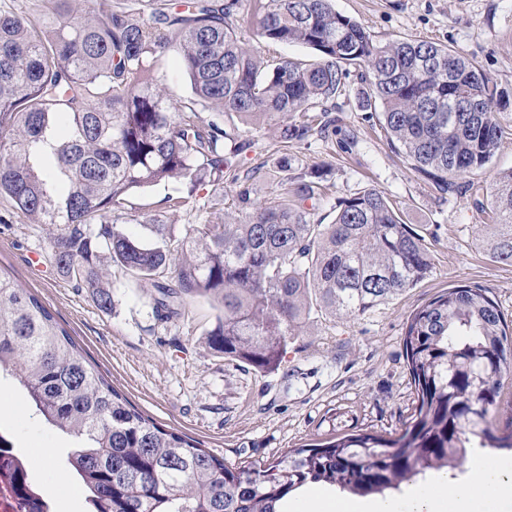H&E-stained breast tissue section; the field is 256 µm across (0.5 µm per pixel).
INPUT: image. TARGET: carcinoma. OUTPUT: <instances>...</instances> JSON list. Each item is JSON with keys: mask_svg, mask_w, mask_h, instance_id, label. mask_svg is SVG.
<instances>
[{"mask_svg": "<svg viewBox=\"0 0 512 512\" xmlns=\"http://www.w3.org/2000/svg\"><path fill=\"white\" fill-rule=\"evenodd\" d=\"M258 35L317 57L257 61L235 24L239 0H46L40 22L0 11V198L34 224H58L51 258L65 277L112 307V275L150 281L167 320L185 299L219 305L206 332L217 354L277 369L310 315L360 318L432 271L424 239L383 192L345 199L330 224L310 212L329 200L314 172L283 157L281 193L255 202L244 186L237 221L197 224L174 254L165 227L142 241L110 222L136 189L192 188L235 171L255 147L207 120L276 121L282 143L335 133L326 103L359 70L367 101L411 166L436 189L483 168L497 149L503 95L464 53L433 42L381 43L332 0H254ZM152 5L148 19L135 5ZM175 59L194 99L174 102L161 69ZM484 244L512 264V168L499 173ZM403 349L418 405L398 437L371 433L297 448L276 462L234 465L158 426L99 372L33 293L0 269V379L18 380L34 413L71 439L65 463L89 512H280L297 489L322 484L356 496L399 492L429 471L453 470L471 448L512 450L500 431L512 330L485 288H450L408 319ZM18 495L28 467L14 468Z\"/></svg>", "mask_w": 512, "mask_h": 512, "instance_id": "obj_1", "label": "carcinoma"}]
</instances>
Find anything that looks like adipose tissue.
<instances>
[{
    "label": "adipose tissue",
    "mask_w": 512,
    "mask_h": 512,
    "mask_svg": "<svg viewBox=\"0 0 512 512\" xmlns=\"http://www.w3.org/2000/svg\"><path fill=\"white\" fill-rule=\"evenodd\" d=\"M467 480L449 483L447 476L420 486L405 501L389 500L372 512H512V466L474 450Z\"/></svg>",
    "instance_id": "1"
}]
</instances>
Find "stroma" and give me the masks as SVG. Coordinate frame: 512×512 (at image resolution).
I'll list each match as a JSON object with an SVG mask.
<instances>
[{"label": "stroma", "mask_w": 512, "mask_h": 512, "mask_svg": "<svg viewBox=\"0 0 512 512\" xmlns=\"http://www.w3.org/2000/svg\"><path fill=\"white\" fill-rule=\"evenodd\" d=\"M334 5L377 41L410 38L462 51L510 104L498 112L503 136L493 159L469 176L481 187L477 194L463 189L440 194L412 169L385 137L378 111L364 106L365 85L355 72L328 104L336 125L330 138L313 135L285 150L273 122L245 121L239 128L257 148L240 159L236 179L207 184L176 210L167 199L185 195L183 185L161 183L130 194L121 225L147 240L155 221L179 244L194 225L235 216L238 180H247L252 198H271L278 160L287 151L303 169L321 167L333 186L329 207L318 210L316 219L331 223L335 204L375 188L424 238L430 275L363 318L311 316L274 372L256 371L208 347L205 333L216 311L206 299L187 300L183 318L165 321L154 314L156 291L150 283L116 274L112 307L100 308L89 289L62 276L52 263L49 241L56 226L30 223L0 198V268L40 298L139 411L230 464L269 463L289 450L349 434L395 436L416 405L403 351L407 320L438 294L460 285L489 289L512 321V265L493 261L482 244L489 221L483 207L498 173L512 167V0H334ZM250 13V5H243L237 20L243 46L253 56L314 60L306 46L265 43ZM260 164L265 174L252 177ZM34 253L40 257L36 265L30 260ZM0 429L25 456L35 480L52 489L54 512H86L85 498L62 463L69 440L40 422L10 380L0 382Z\"/></svg>", "instance_id": "stroma-1"}]
</instances>
